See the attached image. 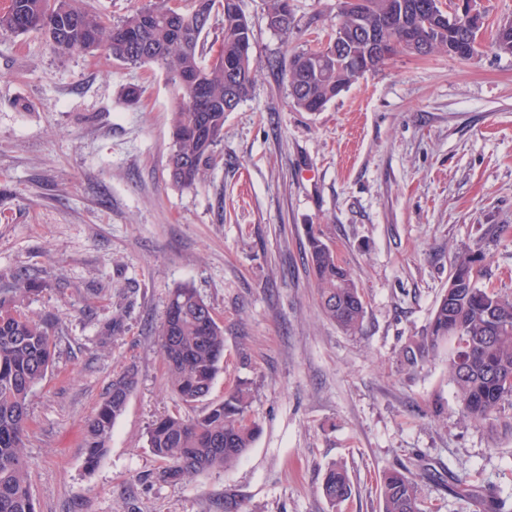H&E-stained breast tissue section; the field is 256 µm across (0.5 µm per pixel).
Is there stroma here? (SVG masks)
Here are the masks:
<instances>
[{"label": "stroma", "instance_id": "35a3bbf8", "mask_svg": "<svg viewBox=\"0 0 512 512\" xmlns=\"http://www.w3.org/2000/svg\"><path fill=\"white\" fill-rule=\"evenodd\" d=\"M240 7L257 80L193 189L168 176L177 92L163 71L0 32V281L23 274L19 309L56 319L23 449L38 512H381L376 479L401 465L437 512H470L448 492L452 470L512 495V408L496 428L471 423L447 353L399 362L455 252L481 250L487 283L512 291V230L497 232L512 227V55H398L303 112L279 62L325 40L338 0H292L286 37L264 0ZM311 226L355 276L357 332L321 313ZM185 283L224 328V368L191 404L169 390L157 336ZM129 368L137 384L87 469L85 422ZM242 382L261 425L252 447L230 469L162 480L152 421L198 415ZM335 462L354 488L332 508L319 487ZM267 7V23L271 29L278 33L288 36L293 33L295 25V16L293 11L288 18H284L282 14L284 0H265Z\"/></svg>", "mask_w": 512, "mask_h": 512}]
</instances>
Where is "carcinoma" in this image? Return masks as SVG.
<instances>
[{
    "label": "carcinoma",
    "instance_id": "cac0c4a2",
    "mask_svg": "<svg viewBox=\"0 0 512 512\" xmlns=\"http://www.w3.org/2000/svg\"><path fill=\"white\" fill-rule=\"evenodd\" d=\"M421 0H359L369 26L399 42L405 27L415 22ZM269 27L286 36L295 16H282L283 0H266ZM208 14L206 24L198 16ZM221 21L218 50L206 60V38L212 21ZM0 31L17 36L41 33L57 54L91 53L105 48L113 60L132 67L162 69L178 91L171 117L168 170L172 182L190 189L218 164L217 147L224 138V100L243 102L251 93L256 65L250 56L252 30L235 0H191L174 12L166 0L133 10L109 23L90 0H7L0 7ZM457 32L441 30L440 19L414 31L427 44L426 55L452 53ZM491 47L512 53V22L497 24ZM288 84L302 82L291 104L318 112L352 85L336 58L317 49L293 53L280 61ZM482 256L470 250L456 254L448 289L437 302L422 334L403 347L400 365L412 370L448 347V374L462 416L479 425L494 426L504 406L512 407V292L481 283ZM306 267L316 282L323 315L345 332L360 328L365 302L351 270L336 250L309 226ZM28 292L27 280L14 277L11 288H0V512H37L22 448L30 422V402L54 355L48 318L35 320L16 309ZM174 394L185 403L205 398L224 363V331L212 308L195 288L182 285L169 297L158 330ZM136 376L126 373L112 383L83 437L85 465L95 468L104 456L112 428L123 413ZM250 387L239 384L224 400L201 414L185 418L167 414L149 426L147 443L165 468L164 480L224 469L252 446L261 428L251 413ZM382 512H429L420 499L411 471L404 467L379 476ZM331 506L349 499L353 483L341 465L329 466L320 487ZM448 491L472 503L479 512H512V503L494 487L467 474H452Z\"/></svg>",
    "mask_w": 512,
    "mask_h": 512
}]
</instances>
